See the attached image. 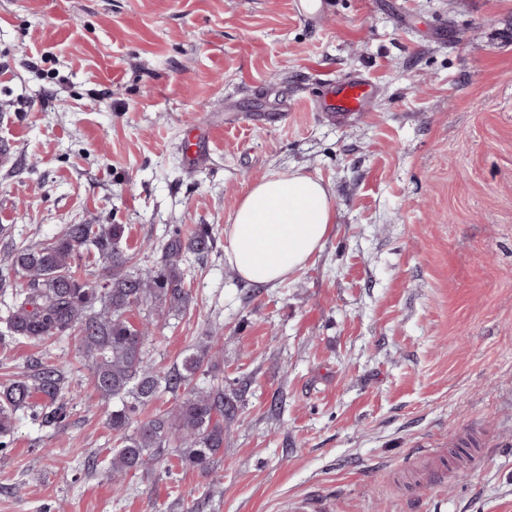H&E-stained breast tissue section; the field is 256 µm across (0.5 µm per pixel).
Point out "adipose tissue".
<instances>
[{"mask_svg": "<svg viewBox=\"0 0 512 512\" xmlns=\"http://www.w3.org/2000/svg\"><path fill=\"white\" fill-rule=\"evenodd\" d=\"M335 216L332 192L321 179L272 174L239 201L224 227V254L242 281L277 285L322 248Z\"/></svg>", "mask_w": 512, "mask_h": 512, "instance_id": "ef3b65f1", "label": "adipose tissue"}]
</instances>
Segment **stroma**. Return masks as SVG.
<instances>
[{
  "label": "stroma",
  "mask_w": 512,
  "mask_h": 512,
  "mask_svg": "<svg viewBox=\"0 0 512 512\" xmlns=\"http://www.w3.org/2000/svg\"><path fill=\"white\" fill-rule=\"evenodd\" d=\"M292 2L0 0V227L121 224L148 269L149 242L210 225L191 302L147 352L167 370L222 327L204 365L234 404L210 474L164 448L117 492L78 340L0 344V383L69 372L67 419L20 416L0 448V512H512V0H321L307 19ZM354 78L374 85L364 114L316 112ZM296 170L329 185L336 222L285 282L246 284L224 226Z\"/></svg>",
  "instance_id": "35a3bbf8"
}]
</instances>
